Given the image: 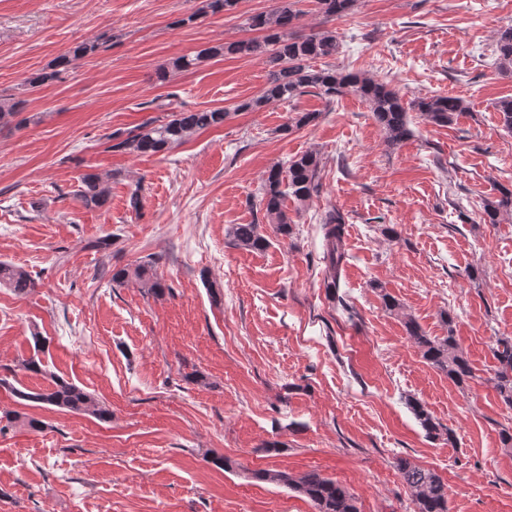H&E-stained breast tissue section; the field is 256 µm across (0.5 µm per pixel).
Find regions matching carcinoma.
Masks as SVG:
<instances>
[{"label": "carcinoma", "mask_w": 512, "mask_h": 512, "mask_svg": "<svg viewBox=\"0 0 512 512\" xmlns=\"http://www.w3.org/2000/svg\"><path fill=\"white\" fill-rule=\"evenodd\" d=\"M315 3L324 22L328 23L352 12L357 0H315ZM302 17L303 12L295 8L293 0H276L272 9L254 14L248 19L249 27L264 32L262 38L205 47L194 55L175 58L171 62V69L188 70L209 58L223 55L266 56L276 69L270 71L260 95L242 104V107L255 110L267 103L294 100L309 92L315 93L327 104L346 95H354L367 105L391 145L399 144L412 135V112L418 113L430 124L448 126L469 110L466 100L458 96L435 94L406 100L387 80L334 66L316 67L317 60L338 54L339 42L329 29L310 34L299 33ZM97 49L95 43L76 45L57 58L56 70L35 74L28 78V84L39 87L57 78L59 70L67 69L74 61L95 53ZM494 55L498 69L512 74V27L498 33ZM169 70H160L158 79L166 80ZM22 105L21 100L0 97V125L7 124L10 118L17 115ZM226 116L227 112L222 109L173 110L165 121L149 119L130 130L112 133L108 140L112 141V149L139 154L163 153L200 130L223 124ZM319 165V157L310 151L289 161L285 169L275 165L267 172L262 202L265 217L273 225L276 234L286 238L291 233V221L284 210V201L292 198L302 203L318 192ZM80 181L76 198L84 207L96 208L106 203L112 173L87 172L81 175ZM501 194L499 200L484 206L485 221L490 224L498 223L501 212L512 211V190L503 188ZM320 229L323 260L330 272L324 280L326 297L329 302L350 314L352 307L347 303L345 294L341 293V271L349 258L345 248V219L338 210L332 209L325 214ZM226 236L229 243L240 250H262L268 245V239L260 232V224L255 221L230 225ZM111 280L118 286L133 283L154 297L163 295L166 289L150 261L114 270ZM0 285L24 295L35 287V282L23 268L0 262ZM381 298L389 314L404 318L407 334L427 364L459 386L475 378L466 353L454 335L453 318L449 314H443L448 335L432 337L404 312V306L396 298L384 290L381 291ZM32 339L34 354L23 360L21 367L49 377L50 386L39 391H24L3 378H0V386L8 387L12 395L21 401L89 415L100 421L112 419V410L95 395L51 373L39 357L44 352L42 337L35 333ZM493 356L498 365L490 382L505 407L512 411V337L497 339ZM408 405L427 436L436 438L442 435L440 424L434 421L425 405L416 399L408 400ZM3 419L11 427L34 430L40 425L36 419L17 411L4 413ZM396 469L410 497V512H449L448 483L435 469L408 458L397 459ZM249 475L257 482L283 486L305 496L315 512H359L355 498L344 486L315 470L293 475L284 470L258 469L250 471Z\"/></svg>", "instance_id": "cac0c4a2"}]
</instances>
